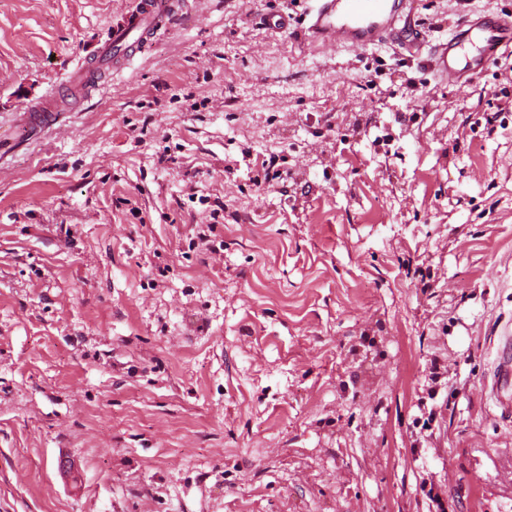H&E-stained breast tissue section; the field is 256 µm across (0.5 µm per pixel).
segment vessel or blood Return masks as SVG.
<instances>
[{"label": "vessel or blood", "mask_w": 512, "mask_h": 512, "mask_svg": "<svg viewBox=\"0 0 512 512\" xmlns=\"http://www.w3.org/2000/svg\"><path fill=\"white\" fill-rule=\"evenodd\" d=\"M411 0H315L307 14L314 40L367 49L403 42L400 26ZM174 0H142V6L127 24L112 33V54H101L98 65L110 56L135 57L159 23L174 19ZM431 52L440 79L457 86L469 85L484 66L504 55H512V19L493 14L467 20L452 34L435 44ZM63 116L59 99L45 98L23 114L21 128H49ZM512 386V336L506 337L498 356L495 388Z\"/></svg>", "instance_id": "obj_1"}]
</instances>
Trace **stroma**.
<instances>
[{
    "mask_svg": "<svg viewBox=\"0 0 512 512\" xmlns=\"http://www.w3.org/2000/svg\"><path fill=\"white\" fill-rule=\"evenodd\" d=\"M180 2L15 140L138 0H0V512H512V58L461 89L306 0ZM60 96H48L23 113L22 135L31 128H49L58 124L65 110L59 107ZM508 385L512 387V336H506L501 346L493 385L498 406L510 414L512 413V395L510 399L505 398V400L498 396V391Z\"/></svg>",
    "mask_w": 512,
    "mask_h": 512,
    "instance_id": "stroma-1",
    "label": "stroma"
}]
</instances>
